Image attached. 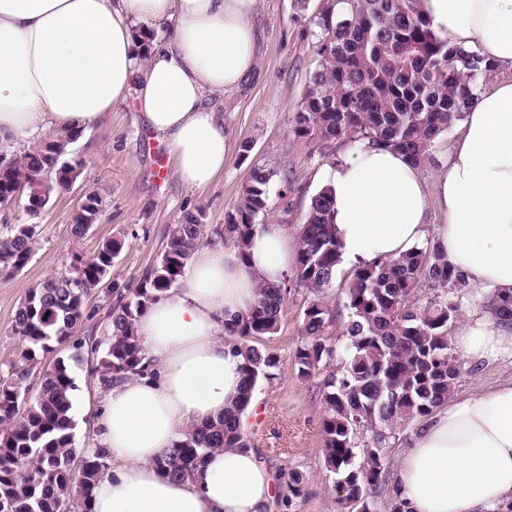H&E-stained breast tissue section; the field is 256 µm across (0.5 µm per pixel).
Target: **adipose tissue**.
<instances>
[{
    "mask_svg": "<svg viewBox=\"0 0 512 512\" xmlns=\"http://www.w3.org/2000/svg\"><path fill=\"white\" fill-rule=\"evenodd\" d=\"M259 0H0V150L48 132L85 134L135 100L187 187L224 171L230 143L210 99L257 66ZM432 29L494 71L466 112L433 183L390 148L359 144L316 175L330 191L347 265L400 257L431 241L474 292H512V0H422ZM169 28L168 40L156 29ZM442 221H430L431 212ZM285 226L259 225L247 252L196 249L177 288L138 317L144 375L104 390L90 448L112 461L90 512H272L273 479L249 448L208 455L184 480L157 463L193 426L238 401L244 357L224 336L262 283L288 272ZM470 362L512 357V321L470 311L452 338ZM408 512H501L512 505V377L449 397L399 458Z\"/></svg>",
    "mask_w": 512,
    "mask_h": 512,
    "instance_id": "obj_1",
    "label": "adipose tissue"
}]
</instances>
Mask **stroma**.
Here are the masks:
<instances>
[{"label":"stroma","mask_w":512,"mask_h":512,"mask_svg":"<svg viewBox=\"0 0 512 512\" xmlns=\"http://www.w3.org/2000/svg\"><path fill=\"white\" fill-rule=\"evenodd\" d=\"M323 0H261L254 17L258 39L257 68L238 91L224 97V130L231 150L224 173L203 189H189L166 169L165 147L142 125L133 103L118 106L111 118L70 146L68 161L80 162V175L58 192L38 215L23 204L0 207V225L37 224L40 246L20 272L0 273V366L17 359L23 343L14 332V315L27 291L69 267L72 251L92 256L107 238L124 240L112 263L114 288H137L159 259L169 225L188 211H202L204 223L223 228L224 216L237 206L254 165L270 169L263 224H282L297 236L310 197L316 193L318 171L327 159L315 140L293 134L295 112L317 57L306 33ZM250 153H242V143ZM99 192L105 208L94 228L80 241L71 238L73 217L90 191ZM311 300L302 287H291L277 333L264 338L279 367L273 378L259 380L246 411L248 442L273 477L294 469L304 476V497L274 512H344L335 490L336 477L321 462V421L324 412L323 374L304 379L294 353L300 343L304 310ZM74 349L64 346L41 357L42 366L64 358L83 396L73 405L75 439L91 433L102 389L86 362L73 361ZM512 375V358L463 363L456 380L459 392L481 390Z\"/></svg>","instance_id":"obj_1"}]
</instances>
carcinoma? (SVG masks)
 <instances>
[{
	"label": "carcinoma",
	"instance_id": "obj_1",
	"mask_svg": "<svg viewBox=\"0 0 512 512\" xmlns=\"http://www.w3.org/2000/svg\"><path fill=\"white\" fill-rule=\"evenodd\" d=\"M344 8L322 10L315 21L313 50L317 68L310 77L295 115L293 132L314 138L328 154L332 145L351 138L400 151L418 165L431 160L434 139L463 119L475 101L479 80L492 71L475 52L436 35L423 15L421 0H335ZM79 138L58 134L10 160L0 162V206L12 205L22 191L25 209L35 215L50 198L80 175V163L64 157ZM272 172L255 166L224 232L209 229L198 213L186 212L168 230L157 263L147 270L131 296L120 295L110 306L105 341L73 344L76 356L88 347L91 372L102 387L145 371L136 336L137 318L149 303L177 287L194 251L222 237L245 253L255 234L256 217L267 206ZM72 224L79 240L87 222H98L102 197L86 194ZM35 224H15L0 233V270L24 269L39 247ZM124 242L109 238L90 257L74 253L68 270L29 290L15 313V334L25 342L7 374L0 373V503L8 512H57L59 503L86 512V502L108 472L102 448L73 469L74 422L70 392L74 381L59 358L42 374L34 397L26 382L39 364V353L51 343L72 338L84 315V300L110 279L112 260ZM341 261L333 231L331 201L324 190L311 197L299 231L296 283L315 298L309 302L295 353L298 374L307 379L336 357L327 343L332 312L317 295L331 286ZM427 287L432 297L421 306L413 298ZM250 313L224 322V335L244 349L243 391L224 418L203 424L166 450L160 468L173 479L191 476L206 455L219 448H244L241 415L261 378L278 367L276 353L258 345L275 334L288 286L264 283ZM467 293L465 274L433 247L391 261L372 262L354 271L344 294L349 320L342 331L340 373L324 379L322 460L337 476L338 500L361 512H378L386 482L389 449L397 432L430 416L454 389L460 357L448 338V324ZM486 308L512 319V293L488 291ZM371 432L373 446L360 448L356 438ZM286 503L304 495V479L292 471L286 481Z\"/></svg>",
	"mask_w": 512,
	"mask_h": 512
}]
</instances>
